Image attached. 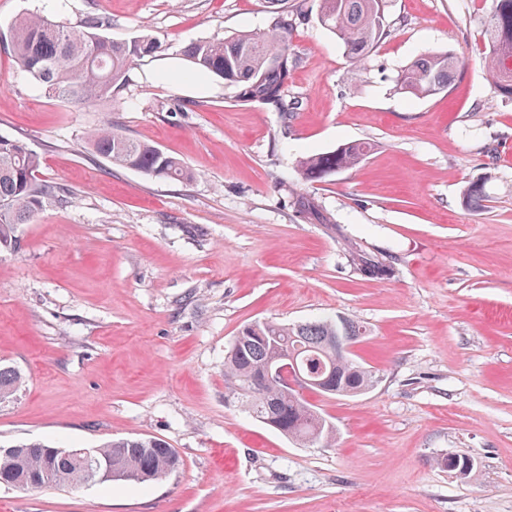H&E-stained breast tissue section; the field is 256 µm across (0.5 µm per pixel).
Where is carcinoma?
I'll return each instance as SVG.
<instances>
[{"mask_svg": "<svg viewBox=\"0 0 512 512\" xmlns=\"http://www.w3.org/2000/svg\"><path fill=\"white\" fill-rule=\"evenodd\" d=\"M277 6L271 28L261 34L241 33L224 40H206L187 50L190 61L224 79L235 90L236 101L283 106V93L296 60L290 52L292 30L288 0H268ZM386 0H319L320 24L336 36L357 70L365 68L372 49L386 32ZM486 75L494 91L512 99V0H491L485 21ZM19 67L53 95L68 101L92 102L112 95L126 71L141 57L158 51L152 39L141 36L118 43L98 32V22L81 28L35 16L18 18L10 33ZM460 64L447 50L428 51L402 70L399 89L427 98L448 88ZM89 141L100 157L114 166L138 170L155 178L190 182L195 173L161 148L134 140L112 125L99 128ZM371 150L364 141H351L333 151L315 153L298 161L301 179L321 181L360 164ZM39 158L16 139H0V244L12 239L14 229L26 223L42 207L62 201L55 183L37 180ZM463 201L473 209L486 201L484 185L470 183ZM354 269L369 279L383 280L386 261L361 248L349 251ZM363 335L362 326L344 316H328L298 324L273 321L245 326L224 355L225 382L240 396L251 416L273 417L277 431L288 439L335 445L334 427L305 398L288 390L281 377L267 379L268 365L281 351L295 356L299 369L327 379L321 394L352 397L365 393L376 383L373 371L346 360L330 343L333 336ZM23 384L13 367H0V401L8 399ZM17 456L0 454V480L16 471L51 475L49 484L78 487L89 482L116 481L148 483L165 477L179 465L176 452L153 437L121 438L98 445V463L59 453L46 459L49 445L30 442L20 445ZM437 464L465 474L472 471L460 456L444 455ZM112 476L107 477V470Z\"/></svg>", "mask_w": 512, "mask_h": 512, "instance_id": "1", "label": "carcinoma"}]
</instances>
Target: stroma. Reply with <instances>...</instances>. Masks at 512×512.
I'll list each match as a JSON object with an SVG mask.
<instances>
[{
	"instance_id": "1",
	"label": "stroma",
	"mask_w": 512,
	"mask_h": 512,
	"mask_svg": "<svg viewBox=\"0 0 512 512\" xmlns=\"http://www.w3.org/2000/svg\"><path fill=\"white\" fill-rule=\"evenodd\" d=\"M290 3L284 114L236 102L212 74L201 89L159 76L193 43L266 32V0H0V137L66 191L0 246V364L25 376L0 402V446L155 437L179 458L148 484H0V512H512V100L483 67L490 0H388L361 71L318 0ZM27 14L95 18L161 50L111 97L61 100L15 63ZM427 50L459 56L448 89L402 93ZM108 122L195 179L112 166L88 140ZM354 140L372 145L357 167L300 178L302 157ZM476 180L479 210L462 202ZM352 245L391 258L393 277L355 272ZM335 314L365 327L355 355L378 381L306 392L336 445L302 446L231 397L224 354L244 325ZM446 454L474 473L439 467Z\"/></svg>"
}]
</instances>
